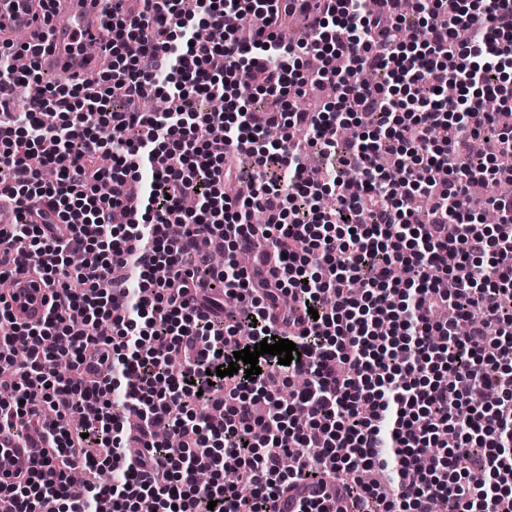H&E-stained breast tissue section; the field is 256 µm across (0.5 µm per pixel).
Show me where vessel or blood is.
Returning <instances> with one entry per match:
<instances>
[{
	"instance_id": "b4317fda",
	"label": "vessel or blood",
	"mask_w": 512,
	"mask_h": 512,
	"mask_svg": "<svg viewBox=\"0 0 512 512\" xmlns=\"http://www.w3.org/2000/svg\"><path fill=\"white\" fill-rule=\"evenodd\" d=\"M39 46L36 63L41 72L61 73L74 78L86 93L98 89V76L108 68L111 58L105 51L85 55L76 43L95 44L106 38L100 0H52L43 10L40 0H0V45L15 43L17 35ZM6 295L8 309L23 324L42 320L49 306V290L38 277L12 273ZM41 436L19 441L0 433V485L9 486L18 475L35 466ZM327 500L337 512H357L345 483L329 477L307 478L291 483L273 504L274 512H301L309 502Z\"/></svg>"
}]
</instances>
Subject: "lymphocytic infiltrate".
<instances>
[{
    "label": "lymphocytic infiltrate",
    "instance_id": "f902f5d3",
    "mask_svg": "<svg viewBox=\"0 0 512 512\" xmlns=\"http://www.w3.org/2000/svg\"><path fill=\"white\" fill-rule=\"evenodd\" d=\"M141 2L104 12L115 64L96 94L0 49V107L36 87L35 108L0 120V193L20 207L7 248L52 291L35 326L0 306L13 391L0 430L57 410L39 465L4 491L12 512H272L292 481L323 474L362 512H512V195L490 199L489 228L469 191L512 180V129L483 108L512 112V87L489 81L512 67V0H425L410 28L398 0ZM293 15L307 30L286 42ZM370 68L389 85L362 83ZM243 69L259 107L238 92ZM161 72L170 105L143 111ZM311 78L330 88L328 112L290 106ZM112 126L127 138L101 139ZM487 132L496 147L472 166L465 146ZM306 146L329 170L303 163ZM389 159L404 170L396 194ZM328 194L335 209L319 206ZM215 240L231 255L219 271ZM240 253L257 254L252 268ZM274 336L300 360L265 354L255 378L228 374L236 351ZM90 351L108 364L96 385L79 376ZM61 359L71 376L45 369ZM216 368L226 377L209 379ZM104 469L113 483L71 495L77 472Z\"/></svg>",
    "mask_w": 512,
    "mask_h": 512
}]
</instances>
